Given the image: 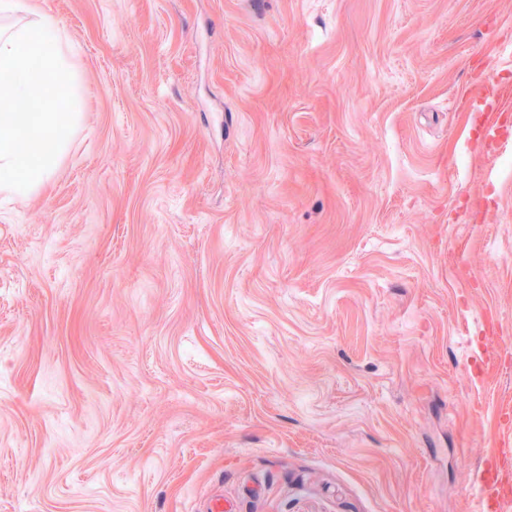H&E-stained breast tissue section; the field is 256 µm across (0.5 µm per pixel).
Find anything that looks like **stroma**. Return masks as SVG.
I'll return each instance as SVG.
<instances>
[{
    "label": "stroma",
    "instance_id": "stroma-1",
    "mask_svg": "<svg viewBox=\"0 0 512 512\" xmlns=\"http://www.w3.org/2000/svg\"><path fill=\"white\" fill-rule=\"evenodd\" d=\"M84 120L0 198V512H471L512 415V0H39Z\"/></svg>",
    "mask_w": 512,
    "mask_h": 512
}]
</instances>
